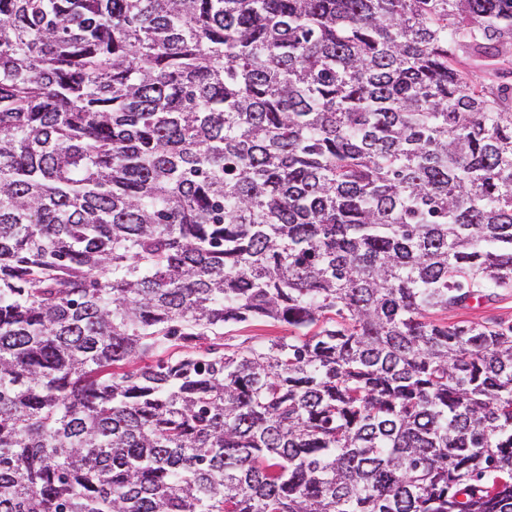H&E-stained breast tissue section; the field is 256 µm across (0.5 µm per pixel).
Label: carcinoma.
Listing matches in <instances>:
<instances>
[{
    "label": "carcinoma",
    "instance_id": "cac0c4a2",
    "mask_svg": "<svg viewBox=\"0 0 512 512\" xmlns=\"http://www.w3.org/2000/svg\"><path fill=\"white\" fill-rule=\"evenodd\" d=\"M510 76L512 0H0V512H512V325L433 319ZM224 344L226 350H233L239 344H258L266 342L275 336L288 335V328L282 325L257 320L247 324L237 325L224 330Z\"/></svg>",
    "mask_w": 512,
    "mask_h": 512
}]
</instances>
